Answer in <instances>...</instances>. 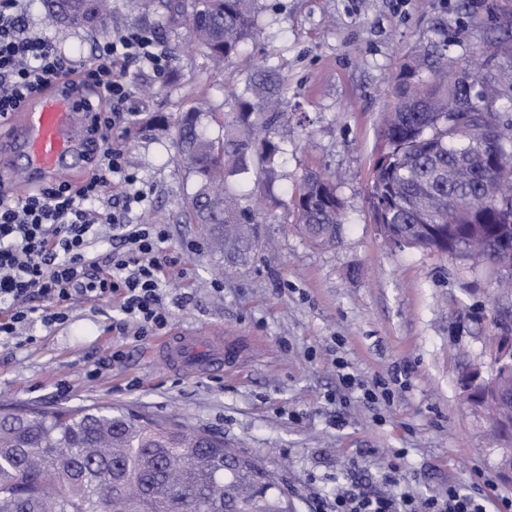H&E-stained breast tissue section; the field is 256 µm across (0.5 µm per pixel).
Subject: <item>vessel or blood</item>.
Wrapping results in <instances>:
<instances>
[{"label":"vessel or blood","mask_w":512,"mask_h":512,"mask_svg":"<svg viewBox=\"0 0 512 512\" xmlns=\"http://www.w3.org/2000/svg\"><path fill=\"white\" fill-rule=\"evenodd\" d=\"M77 93L47 91L23 109L21 126L25 131L23 152L34 172L32 183L60 177L80 178L79 157L86 146L78 120ZM196 333L178 330L164 337L157 351L177 370L207 373L223 369L238 355L235 345L225 342L223 330H215L210 348L198 345Z\"/></svg>","instance_id":"vessel-or-blood-1"}]
</instances>
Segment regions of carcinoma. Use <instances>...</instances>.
I'll return each instance as SVG.
<instances>
[{
	"label": "carcinoma",
	"mask_w": 512,
	"mask_h": 512,
	"mask_svg": "<svg viewBox=\"0 0 512 512\" xmlns=\"http://www.w3.org/2000/svg\"><path fill=\"white\" fill-rule=\"evenodd\" d=\"M258 0H165L166 24L188 23L189 42L218 64L257 33ZM59 25L104 29L109 0H41ZM419 44L394 87L370 191L381 233L402 232L410 247L493 267L512 283V85L486 81L472 61L448 59L443 24ZM481 90L468 91L461 71ZM277 65L265 63L224 101L231 118L214 135L202 113L173 124L176 145L195 177L198 223L230 257L250 250L253 218L229 191L228 177L248 169L269 174L280 147L273 139L288 113ZM467 118L459 131L451 121ZM493 163L456 169L463 155ZM332 178L310 171L298 189L295 221L314 246L338 241L343 206ZM502 402L489 405L500 432L512 416V374L497 377ZM292 512L276 477L224 441L112 406L17 409L0 413V512Z\"/></svg>",
	"instance_id": "cac0c4a2"
}]
</instances>
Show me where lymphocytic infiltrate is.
Here are the masks:
<instances>
[{
    "instance_id": "1",
    "label": "lymphocytic infiltrate",
    "mask_w": 512,
    "mask_h": 512,
    "mask_svg": "<svg viewBox=\"0 0 512 512\" xmlns=\"http://www.w3.org/2000/svg\"><path fill=\"white\" fill-rule=\"evenodd\" d=\"M35 0H0V124L47 90L80 87L88 117L86 138L93 148L90 172L40 184L17 195L0 182V341L16 339L22 327L64 323L72 304H108L133 327L135 340L167 329L171 312L163 285L176 261L162 255L167 231L138 224L149 194L130 171L113 130L136 118L129 69L159 75L172 60L154 36L127 28L97 43L90 61L68 57L38 32H26L24 17ZM116 194L106 195L107 186ZM112 230L114 248L104 263L87 260L101 225ZM335 512H487L479 489L449 487L419 499L338 492Z\"/></svg>"
}]
</instances>
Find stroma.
<instances>
[{"label":"stroma","mask_w":512,"mask_h":512,"mask_svg":"<svg viewBox=\"0 0 512 512\" xmlns=\"http://www.w3.org/2000/svg\"><path fill=\"white\" fill-rule=\"evenodd\" d=\"M258 33L221 68L186 49L164 75L130 72L137 120L112 134L151 204L141 223L169 231L165 254L179 262L166 299L171 324L209 340L223 327L241 349L218 375L172 370L155 339L120 334L119 313L74 304L66 323H34L29 342L0 344V405H111L224 440L276 473L296 512H333L338 489L370 495H438L448 486L494 485L512 495L500 460L507 439L461 382L489 375L495 339L512 336V294L487 266L394 246L369 202L394 79L437 24L448 55L468 58L491 41L489 78L512 70V0H261ZM162 0H113L112 28L163 22ZM30 27L70 56L90 59L102 34ZM280 64L275 135L283 153L267 181L276 200L257 215L260 246L236 264L215 251L189 201L194 177L172 137L152 127L198 109L224 121V98L266 60ZM312 169L336 173L344 224L335 246L311 245L293 214L295 191ZM122 350L111 360L113 350ZM109 361L96 379L92 369ZM344 361L352 386L339 379ZM394 467L396 480L382 479Z\"/></svg>","instance_id":"35a3bbf8"}]
</instances>
